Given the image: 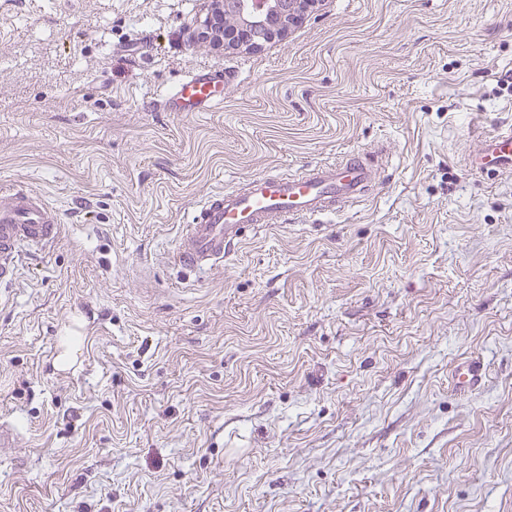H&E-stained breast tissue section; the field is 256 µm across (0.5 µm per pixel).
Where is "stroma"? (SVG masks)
I'll return each mask as SVG.
<instances>
[{"instance_id":"obj_1","label":"stroma","mask_w":512,"mask_h":512,"mask_svg":"<svg viewBox=\"0 0 512 512\" xmlns=\"http://www.w3.org/2000/svg\"><path fill=\"white\" fill-rule=\"evenodd\" d=\"M205 14L0 0V184L62 221L0 288V512H512V173L464 163L512 123V0H320L256 50L179 41ZM352 150L362 201L169 264L209 192ZM230 75L220 71L187 73L163 101L168 112H201L224 100Z\"/></svg>"}]
</instances>
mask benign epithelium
<instances>
[{"instance_id": "benign-epithelium-1", "label": "benign epithelium", "mask_w": 512, "mask_h": 512, "mask_svg": "<svg viewBox=\"0 0 512 512\" xmlns=\"http://www.w3.org/2000/svg\"><path fill=\"white\" fill-rule=\"evenodd\" d=\"M318 0H208L206 16L185 28L189 43L213 48H257L274 34L283 35Z\"/></svg>"}]
</instances>
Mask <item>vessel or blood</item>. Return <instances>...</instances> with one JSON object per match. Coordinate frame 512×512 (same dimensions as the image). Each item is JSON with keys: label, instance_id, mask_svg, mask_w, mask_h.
Listing matches in <instances>:
<instances>
[{"label": "vessel or blood", "instance_id": "1", "mask_svg": "<svg viewBox=\"0 0 512 512\" xmlns=\"http://www.w3.org/2000/svg\"><path fill=\"white\" fill-rule=\"evenodd\" d=\"M230 76L220 71L187 73L163 106L170 112H201L224 99ZM470 169L512 172V127L486 137L466 159ZM375 172L364 153L315 163L297 174L268 173L231 190L208 193L195 207L170 263L197 274L221 265L242 239L244 227L304 221L335 211L364 196ZM61 232L60 217L42 194L0 186V285L19 274L21 249L51 247Z\"/></svg>", "mask_w": 512, "mask_h": 512}]
</instances>
